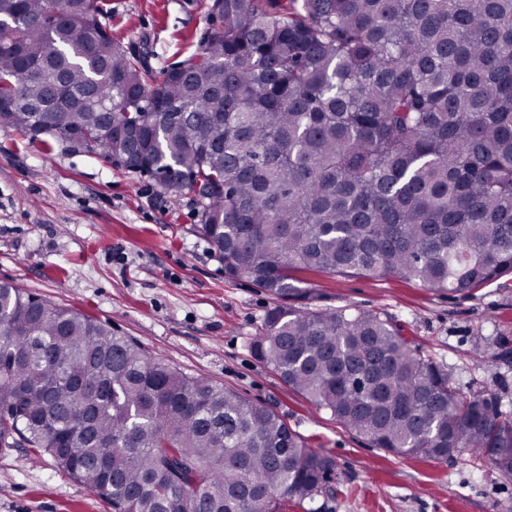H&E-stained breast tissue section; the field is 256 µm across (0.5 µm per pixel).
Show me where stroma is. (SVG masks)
<instances>
[{"instance_id":"stroma-1","label":"stroma","mask_w":512,"mask_h":512,"mask_svg":"<svg viewBox=\"0 0 512 512\" xmlns=\"http://www.w3.org/2000/svg\"><path fill=\"white\" fill-rule=\"evenodd\" d=\"M112 36L154 72L197 52L212 0H97ZM191 191L65 144L0 130V282L109 323L148 355L283 413L335 460L331 494L284 512H512V477L462 457L374 447L258 361L249 341L275 301L224 267L197 229ZM304 307L381 312L466 392L512 402V274L470 295L397 278L302 270ZM0 512H111L22 439L0 447Z\"/></svg>"}]
</instances>
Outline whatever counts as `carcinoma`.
I'll use <instances>...</instances> for the list:
<instances>
[{
	"label": "carcinoma",
	"mask_w": 512,
	"mask_h": 512,
	"mask_svg": "<svg viewBox=\"0 0 512 512\" xmlns=\"http://www.w3.org/2000/svg\"><path fill=\"white\" fill-rule=\"evenodd\" d=\"M176 74L95 0H0V128L197 196L198 231L277 301L254 356L398 455L512 476V410L464 392L390 317L308 309L300 270L469 293L512 273V0H212ZM112 512H283L335 461L270 406L0 283V443Z\"/></svg>",
	"instance_id": "carcinoma-1"
}]
</instances>
